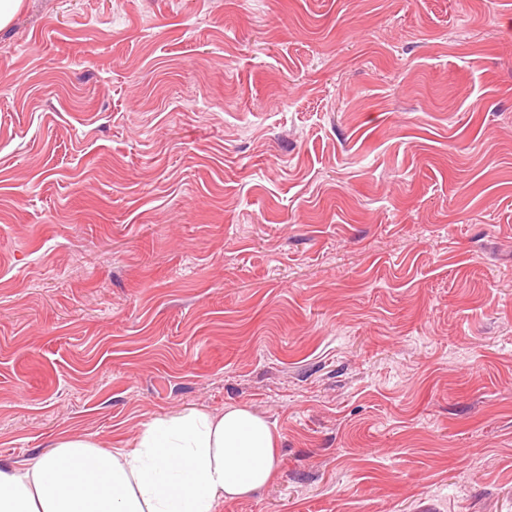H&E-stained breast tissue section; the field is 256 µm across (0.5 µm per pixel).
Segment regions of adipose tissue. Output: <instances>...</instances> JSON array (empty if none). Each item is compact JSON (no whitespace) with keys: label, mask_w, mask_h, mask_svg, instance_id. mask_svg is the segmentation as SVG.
I'll return each instance as SVG.
<instances>
[{"label":"adipose tissue","mask_w":512,"mask_h":512,"mask_svg":"<svg viewBox=\"0 0 512 512\" xmlns=\"http://www.w3.org/2000/svg\"><path fill=\"white\" fill-rule=\"evenodd\" d=\"M277 444L242 406L164 414L129 448L62 437L28 461L0 460V512H219L268 485Z\"/></svg>","instance_id":"1"}]
</instances>
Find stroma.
<instances>
[{"label":"stroma","mask_w":512,"mask_h":512,"mask_svg":"<svg viewBox=\"0 0 512 512\" xmlns=\"http://www.w3.org/2000/svg\"><path fill=\"white\" fill-rule=\"evenodd\" d=\"M244 406L220 512H512V0H23L0 459Z\"/></svg>","instance_id":"obj_1"}]
</instances>
